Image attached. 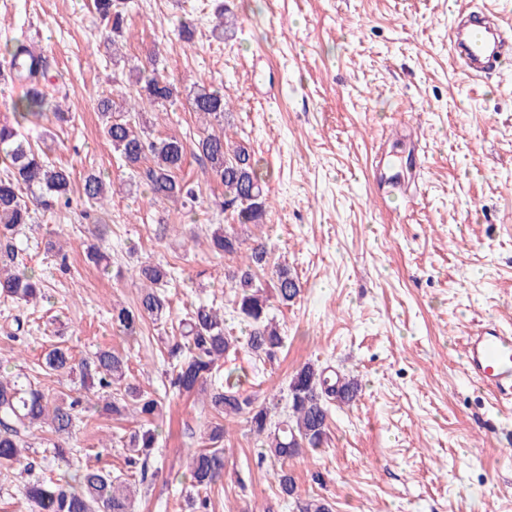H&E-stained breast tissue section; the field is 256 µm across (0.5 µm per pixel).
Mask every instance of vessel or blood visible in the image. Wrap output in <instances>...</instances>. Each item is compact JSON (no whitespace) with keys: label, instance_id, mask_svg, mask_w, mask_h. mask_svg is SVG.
I'll return each instance as SVG.
<instances>
[{"label":"vessel or blood","instance_id":"b4317fda","mask_svg":"<svg viewBox=\"0 0 512 512\" xmlns=\"http://www.w3.org/2000/svg\"><path fill=\"white\" fill-rule=\"evenodd\" d=\"M448 54L469 77L489 78L512 63V28L490 11L472 9L449 26ZM464 367L475 386L512 398V333L496 322L481 324L466 339Z\"/></svg>","mask_w":512,"mask_h":512}]
</instances>
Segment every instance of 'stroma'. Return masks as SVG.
<instances>
[{
    "mask_svg": "<svg viewBox=\"0 0 512 512\" xmlns=\"http://www.w3.org/2000/svg\"><path fill=\"white\" fill-rule=\"evenodd\" d=\"M221 5L234 23L225 36L214 30ZM468 7L512 25V0H133L112 53L93 0H0V65L6 46L40 44L44 90L73 113L30 129L71 169L73 205L36 214L19 236L20 260L48 290L34 306L0 298V369L38 378L53 397L95 399L78 378L45 372L44 356L106 348L127 358L141 390L160 394L162 354L186 307L232 297L224 275L241 259L207 247L232 218L203 162L188 155L181 172L199 186L189 214L152 200L103 132L98 98L116 97L113 76L153 55L179 91L157 106L153 136L202 135L187 96L202 83L223 91L225 133L248 140L268 172L260 279L271 286L285 264L304 285L289 306L271 303L285 338L275 357L242 348L222 373L261 399H286L307 362L360 385L334 409L323 447L281 463L261 458L244 418L224 420V481L209 512H296V499L311 497L334 512H512V401L473 386L462 363L482 321L512 326V66L475 80L449 62L448 27ZM186 21L188 41L178 35ZM383 146L417 159L395 194L371 176ZM90 172L115 188L104 206L80 199ZM90 243L109 269L88 262ZM147 261L171 272L170 312L120 334L110 312L136 303L131 272ZM18 317L28 332L14 340ZM217 420L204 396L167 398L135 512H191L186 454ZM134 429L131 415L90 409L71 442L74 464L127 470L120 439ZM282 468L296 498L279 492Z\"/></svg>",
    "mask_w": 512,
    "mask_h": 512,
    "instance_id": "obj_1",
    "label": "stroma"
}]
</instances>
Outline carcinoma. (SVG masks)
Returning a JSON list of instances; mask_svg holds the SVG:
<instances>
[{
	"label": "carcinoma",
	"mask_w": 512,
	"mask_h": 512,
	"mask_svg": "<svg viewBox=\"0 0 512 512\" xmlns=\"http://www.w3.org/2000/svg\"><path fill=\"white\" fill-rule=\"evenodd\" d=\"M94 7L112 34V45H117L126 21L124 2L94 0ZM7 54L10 63L17 66L16 79L28 90L13 105L14 123L0 121V161L6 164V174L0 177V296L30 305L45 295V288L34 270L15 262L16 236L30 223L31 208L51 212L70 207L72 199L71 172L49 161L43 151L32 145L24 125L49 116L69 122L71 116L39 88L47 74L45 59H28V50L22 43L13 45ZM135 72V79L127 83L114 79L124 88L122 97L129 101V107L116 113L112 100L105 98L100 100L99 110L106 118L105 130L112 147L147 186L151 198L193 210L197 202L195 187L177 177L192 152L205 162V174L224 187V212L231 213L240 225L264 226L268 213L267 179L251 147L220 131L208 132L191 143L175 135L151 137L149 121L138 107L168 102L177 96V89L155 69L137 67ZM189 104L192 111L208 119L224 120L226 101L217 88L194 86ZM108 192L109 186L101 175L90 173L84 178L82 197L88 204L103 205ZM208 243L215 256L244 254L242 264L225 275L233 290L231 316L244 326L248 350L259 357L272 358L282 346L283 336L279 324L270 316L268 298L256 275V269L266 264L267 242L259 236L247 246L238 233L219 224L209 235ZM137 276L141 281L137 303L132 307H112V328L126 335L135 333L147 319H161L168 308L162 291L168 283L167 270L145 263L138 267ZM275 277L279 303L286 305L299 296L301 284L290 268L277 267ZM226 321L225 312L212 302L194 304L186 311L179 322V337L167 352L172 362L171 392H202L219 415L245 418L250 432L263 439L265 454L277 460L284 461L306 448L322 447L332 414L330 400L352 402L358 393L357 381L306 363L289 380L287 416L274 421L272 408L257 402L231 378L218 384L212 382L221 362L237 350L239 343ZM45 368L59 374L76 371L84 383L97 381L104 393L103 408L115 415H122L127 400L134 402V411L145 424L128 437L126 445L132 452L128 463L133 466L142 461L140 477L146 479L147 461L158 441L157 420L163 415L164 399L129 381L127 361L109 349H100L91 358L76 363L68 350L56 347L47 354ZM88 407L89 401L81 397L50 398L35 379L19 373H0V468L8 470L21 463L33 430L45 425L60 438L54 444L55 455L68 461L71 449L64 441L72 438L76 420ZM207 440L209 446L190 453L187 461L191 487L199 493L224 479V425L212 426ZM23 497L29 512H132L129 482L88 467L67 471L58 479L37 476L24 485ZM295 504L297 512H331V506L323 499L297 500Z\"/></svg>",
	"instance_id": "cac0c4a2"
}]
</instances>
